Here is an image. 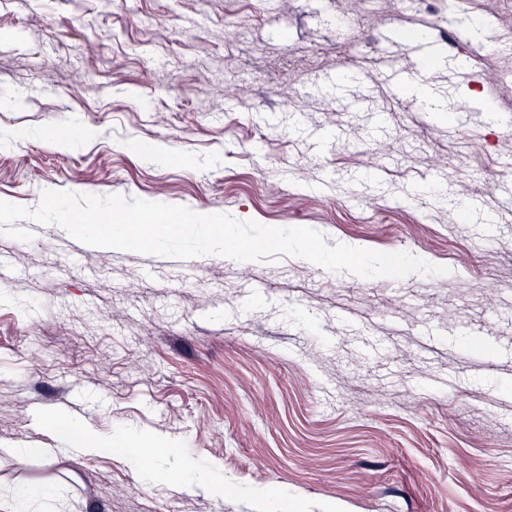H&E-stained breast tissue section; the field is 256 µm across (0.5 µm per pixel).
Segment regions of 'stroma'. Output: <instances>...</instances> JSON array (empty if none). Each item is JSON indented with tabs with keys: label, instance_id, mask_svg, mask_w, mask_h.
<instances>
[{
	"label": "stroma",
	"instance_id": "stroma-1",
	"mask_svg": "<svg viewBox=\"0 0 512 512\" xmlns=\"http://www.w3.org/2000/svg\"><path fill=\"white\" fill-rule=\"evenodd\" d=\"M472 19L493 49L462 73ZM511 127L512 0H0V200L120 194L449 269L284 256L245 278L26 222L31 241L0 235V488L56 485L60 512H512ZM48 414L165 438L159 470L224 487L72 457Z\"/></svg>",
	"mask_w": 512,
	"mask_h": 512
}]
</instances>
